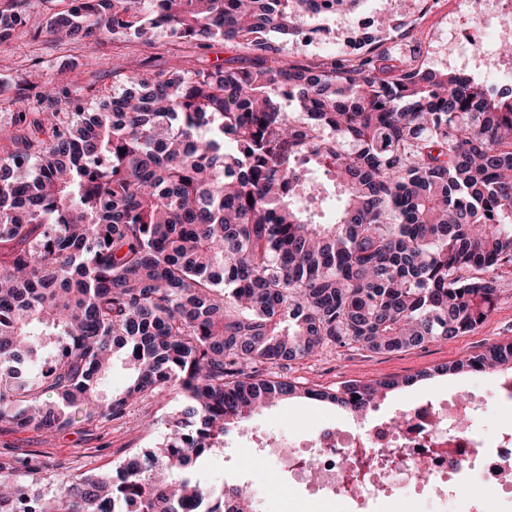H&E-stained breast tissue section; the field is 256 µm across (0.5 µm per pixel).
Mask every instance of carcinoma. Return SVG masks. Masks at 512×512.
Masks as SVG:
<instances>
[{
    "label": "carcinoma",
    "mask_w": 512,
    "mask_h": 512,
    "mask_svg": "<svg viewBox=\"0 0 512 512\" xmlns=\"http://www.w3.org/2000/svg\"><path fill=\"white\" fill-rule=\"evenodd\" d=\"M5 2L0 43L28 24L29 0ZM361 2L69 0L49 17L63 45L98 31L149 45L165 28L247 57L148 73L117 52L97 106L73 84L37 92L54 110L15 114L28 132L0 155V422L49 433L83 407L90 421L131 400L181 406L160 446L48 500L0 462V512H254L195 475L224 435L302 395L361 417L399 386L329 393L257 366L448 341L494 309L491 273L512 266V89L372 48L284 61L269 41ZM319 167L343 195L330 224L299 206ZM116 359L130 378L105 398ZM453 370L512 375V342Z\"/></svg>",
    "instance_id": "obj_1"
}]
</instances>
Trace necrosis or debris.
Returning a JSON list of instances; mask_svg holds the SVG:
<instances>
[{
  "instance_id": "1",
  "label": "necrosis or debris",
  "mask_w": 512,
  "mask_h": 512,
  "mask_svg": "<svg viewBox=\"0 0 512 512\" xmlns=\"http://www.w3.org/2000/svg\"><path fill=\"white\" fill-rule=\"evenodd\" d=\"M457 16L470 20L465 40L453 43L450 65L461 71L496 67L512 74V58L496 44L512 40L498 28L487 39L483 17L511 15L512 0H457ZM305 45L342 41L346 53H360L376 36L372 25L300 30ZM239 446L271 459L301 490L304 502L327 512H420L421 503L456 502L460 512H512V378L462 397L414 403L401 424L377 418L367 425L323 424L313 436L285 450L276 436L246 426Z\"/></svg>"
}]
</instances>
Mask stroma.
Here are the masks:
<instances>
[{
    "instance_id": "obj_1",
    "label": "stroma",
    "mask_w": 512,
    "mask_h": 512,
    "mask_svg": "<svg viewBox=\"0 0 512 512\" xmlns=\"http://www.w3.org/2000/svg\"><path fill=\"white\" fill-rule=\"evenodd\" d=\"M455 8L454 0H437L429 6L425 0H362L358 11L343 14L345 23L364 15H388L399 21L396 29L378 31L373 42L379 49L395 48L403 55L434 51L447 31L446 19ZM28 25L40 30L39 38L30 34L14 35L0 50V130L11 129L16 112L35 109V91L30 74L55 84H65L67 77L59 63L73 56L81 65V85L85 97L98 100L112 92V70L105 65L121 38L108 34L91 36L75 42L72 50L45 35L48 15L46 0H31ZM132 65L146 70L179 69L185 72L206 68L227 60H237L241 52L223 42L199 48L174 42L169 32L155 30L153 43L127 45ZM498 298L488 318L470 333L448 341L426 343L394 352L375 353L358 344L330 346L303 360L290 361L276 373L315 390L333 392L351 381L369 382L387 378L403 380L404 385L390 391L378 401L379 412L396 416L399 408L422 397L448 392L465 393L482 387L480 375L436 374L445 364L486 351L494 345L512 342V267L495 273ZM177 399L134 400L126 407L123 418L91 421L76 418L66 427L45 434L22 431L0 422V460L17 459L24 466L18 481L28 494L50 497L58 480L100 471H113L133 452L151 448L165 441L170 433L168 419L180 407ZM348 414L336 405L305 397L279 401L252 418L253 425L276 434L298 437L322 421L342 425ZM235 464L253 470L256 480L267 487L270 512H289L298 488L289 484L265 460H252L248 450H241Z\"/></svg>"
}]
</instances>
